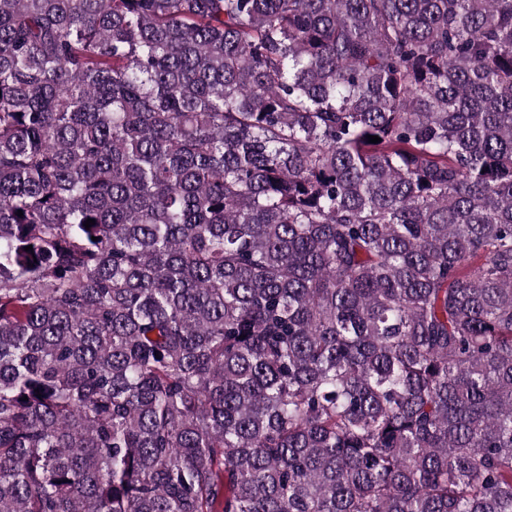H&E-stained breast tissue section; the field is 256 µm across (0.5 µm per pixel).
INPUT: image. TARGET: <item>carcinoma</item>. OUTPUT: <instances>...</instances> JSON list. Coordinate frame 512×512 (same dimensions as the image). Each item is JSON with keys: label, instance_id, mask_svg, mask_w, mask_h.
<instances>
[{"label": "carcinoma", "instance_id": "cac0c4a2", "mask_svg": "<svg viewBox=\"0 0 512 512\" xmlns=\"http://www.w3.org/2000/svg\"><path fill=\"white\" fill-rule=\"evenodd\" d=\"M0 512H512V0H0Z\"/></svg>", "mask_w": 512, "mask_h": 512}]
</instances>
